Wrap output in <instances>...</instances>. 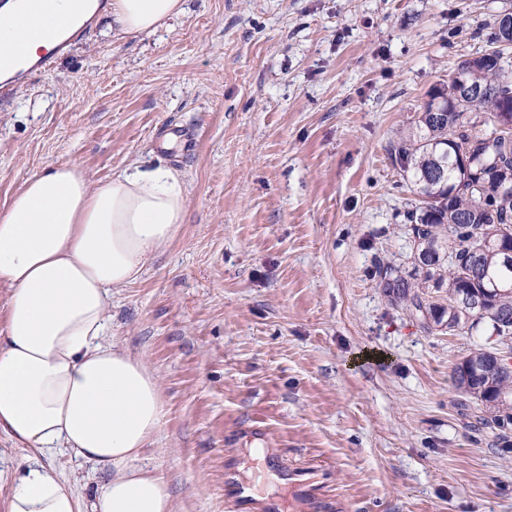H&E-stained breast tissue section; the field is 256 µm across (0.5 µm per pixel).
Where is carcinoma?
<instances>
[{
    "label": "carcinoma",
    "instance_id": "obj_1",
    "mask_svg": "<svg viewBox=\"0 0 512 512\" xmlns=\"http://www.w3.org/2000/svg\"><path fill=\"white\" fill-rule=\"evenodd\" d=\"M499 18L489 23V49L458 62L453 75L434 86L430 98L448 119H433L429 107L416 115L400 137L394 154L403 177L413 188L404 212L411 242L410 270L386 266L381 286L391 302L401 305L430 332L448 318L459 292L467 289L485 298L486 314L471 320L452 319L448 333L483 327L512 353V193L502 190L512 180V130L480 133L487 115L498 110L512 117V58L499 41ZM495 56L486 66L483 57ZM486 88L476 104L457 97L456 75ZM492 245L484 246L491 232ZM452 371V384L477 405L468 427L491 428L509 444L512 430V366L486 363L472 370L461 388Z\"/></svg>",
    "mask_w": 512,
    "mask_h": 512
}]
</instances>
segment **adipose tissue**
Masks as SVG:
<instances>
[{
	"mask_svg": "<svg viewBox=\"0 0 512 512\" xmlns=\"http://www.w3.org/2000/svg\"><path fill=\"white\" fill-rule=\"evenodd\" d=\"M99 8L122 37L166 26L186 0H0V79L55 47L61 17L76 28ZM23 10L37 35L21 46L13 19ZM188 202L185 180L166 165L133 163L95 181L56 163L0 211V432L36 453L66 450L100 476L87 501L52 466L23 464L6 512H174L163 479L139 464L160 429V387L107 329L113 292L177 237Z\"/></svg>",
	"mask_w": 512,
	"mask_h": 512,
	"instance_id": "ef3b65f1",
	"label": "adipose tissue"
}]
</instances>
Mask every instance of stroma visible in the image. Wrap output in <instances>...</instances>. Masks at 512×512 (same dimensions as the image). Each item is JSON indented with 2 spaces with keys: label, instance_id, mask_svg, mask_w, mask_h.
<instances>
[{
  "label": "stroma",
  "instance_id": "1",
  "mask_svg": "<svg viewBox=\"0 0 512 512\" xmlns=\"http://www.w3.org/2000/svg\"><path fill=\"white\" fill-rule=\"evenodd\" d=\"M505 3L188 0L152 34L97 18L0 98V210L62 162L189 187L179 236L110 307L159 383L142 463L175 512H229L251 448L292 471L286 512H512V451L450 381L485 335L425 332L379 286L410 251L393 148ZM174 126L190 155L160 149Z\"/></svg>",
  "mask_w": 512,
  "mask_h": 512
}]
</instances>
